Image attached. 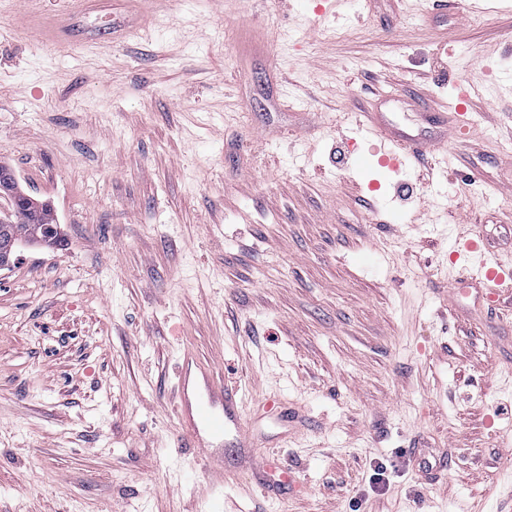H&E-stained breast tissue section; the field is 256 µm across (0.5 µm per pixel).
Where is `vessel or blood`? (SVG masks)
Instances as JSON below:
<instances>
[{"mask_svg": "<svg viewBox=\"0 0 512 512\" xmlns=\"http://www.w3.org/2000/svg\"><path fill=\"white\" fill-rule=\"evenodd\" d=\"M370 130L388 149L380 158L382 164L399 169L403 158L423 160L439 151L443 143L396 129L383 113L366 115ZM469 253L466 264L469 281L486 288L485 303L493 305L499 290H512V264L487 257L478 241L465 243ZM175 413L187 435L186 447L200 450L212 464L211 480L224 478L223 455L217 450L227 433H234L240 447H247L251 428L241 413L243 398L237 387L223 383L213 372L197 363L191 353H183L177 365Z\"/></svg>", "mask_w": 512, "mask_h": 512, "instance_id": "obj_1", "label": "vessel or blood"}]
</instances>
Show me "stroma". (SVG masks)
Wrapping results in <instances>:
<instances>
[{"instance_id": "1", "label": "stroma", "mask_w": 512, "mask_h": 512, "mask_svg": "<svg viewBox=\"0 0 512 512\" xmlns=\"http://www.w3.org/2000/svg\"><path fill=\"white\" fill-rule=\"evenodd\" d=\"M66 3L0 0V165L61 236L0 269V512H512V293L448 295L462 232L512 256L506 0ZM391 97L458 111L447 171L347 141ZM186 351L262 422L220 489Z\"/></svg>"}]
</instances>
